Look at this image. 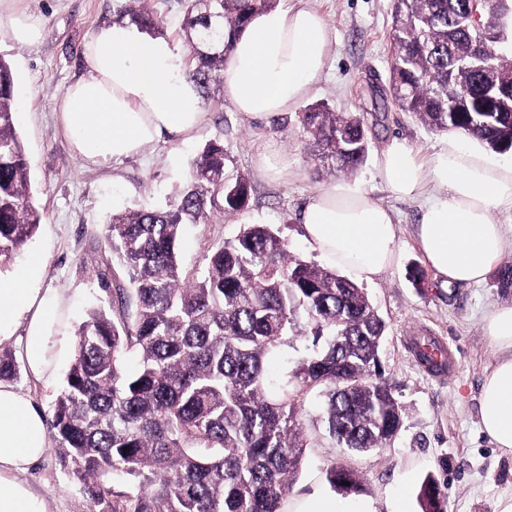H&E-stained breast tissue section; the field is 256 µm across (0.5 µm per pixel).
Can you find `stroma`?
<instances>
[{
	"label": "stroma",
	"instance_id": "1",
	"mask_svg": "<svg viewBox=\"0 0 512 512\" xmlns=\"http://www.w3.org/2000/svg\"><path fill=\"white\" fill-rule=\"evenodd\" d=\"M321 12L336 34L324 79L307 96L337 112L356 113L369 140L358 180L396 215L399 260L365 290L387 325L380 350L384 376L404 409V425L388 447L364 455L340 448L321 420L322 398L312 390L298 406L306 444L302 469L283 512L312 496L332 490L325 470L336 464L356 471L359 493L342 497L347 512L372 502L377 512H390L394 500L406 512H419L417 493L426 475H434L447 496L448 512H512V456L494 448L480 431L479 392L486 372L497 359L483 331L485 316L512 303V283L491 276L482 285H445L435 277L418 246L416 229L422 214L417 200H398L379 188L375 160L392 139H403L427 157L442 135L411 114L384 104L388 87L392 0H306ZM130 0H0V13L31 11L41 16L43 36L34 46L13 44L0 23V54L12 63L18 92L15 128L22 139L43 222L26 248L0 276L8 278L39 252L46 266L39 288L62 293L67 305L66 350L51 384L34 381L27 372L14 386L35 406L50 414L75 350V329L87 310L105 307L109 297L100 286L101 230L112 211L165 205L187 181L193 159L212 139H221L231 165L251 185L242 219L187 225L179 244L185 266L224 238L239 223L268 224L280 230L301 259L320 257L304 237L300 214L316 190L345 181L315 165L296 113L251 121L235 112L220 88L203 100L205 121L187 137H162L146 156L98 167L71 150L57 121L56 97L87 74L83 47L99 28L114 25ZM277 150L288 156L287 179L276 180L257 166L259 154ZM439 337L454 354V372L443 377L426 373L415 361L409 339L416 334ZM25 479L45 501L47 512H92L83 485L71 473L56 447H48Z\"/></svg>",
	"mask_w": 512,
	"mask_h": 512
}]
</instances>
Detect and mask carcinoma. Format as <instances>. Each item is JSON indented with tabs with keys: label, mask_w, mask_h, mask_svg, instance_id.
<instances>
[{
	"label": "carcinoma",
	"mask_w": 512,
	"mask_h": 512,
	"mask_svg": "<svg viewBox=\"0 0 512 512\" xmlns=\"http://www.w3.org/2000/svg\"><path fill=\"white\" fill-rule=\"evenodd\" d=\"M276 2L183 0L187 75L202 91L223 85L232 48L224 28L238 30ZM477 13L490 31L510 26L512 0H393L389 91L428 128L512 153V112L482 111L485 70L467 60ZM119 20L156 25L143 6ZM16 94L0 55L1 262L43 223L15 129ZM299 118L319 166L353 174L366 160L360 116L319 103ZM227 160L223 142L207 144L169 203L116 212L103 226L128 286L99 273L109 309L90 310L76 330L52 408L59 451L101 512H282L305 448L298 403L312 389L325 392L326 429L342 448L369 454L402 429L379 364L386 324L364 289L293 255L264 224H242L199 264H182L185 225L248 206L247 180L226 171ZM301 316L314 350L274 383L267 363L296 337ZM327 480L343 495L360 491L359 475L343 466L332 465ZM418 503L421 512H447L434 476L422 481Z\"/></svg>",
	"instance_id": "obj_1"
}]
</instances>
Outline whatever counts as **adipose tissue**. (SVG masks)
Here are the masks:
<instances>
[{"mask_svg":"<svg viewBox=\"0 0 512 512\" xmlns=\"http://www.w3.org/2000/svg\"><path fill=\"white\" fill-rule=\"evenodd\" d=\"M332 43L328 22L309 7L255 14L233 41L224 93L253 121L293 111L321 79ZM83 56L89 75L59 94L57 110L74 153L88 163L139 157L163 136L202 125L201 94L169 40L133 26L104 27L85 43ZM375 169L393 196L423 200L417 237L436 276L457 286L487 281L512 244L493 218L512 212V164L450 135L424 160L406 142L392 140ZM300 220L314 250L357 282H374L397 262L393 215L361 182L316 190ZM43 264V256H33L13 278L0 280V332L22 326L24 363L35 380L49 382L61 356L52 339L63 333L66 300L36 288ZM485 333L499 357L481 388V430L495 448L512 454V304L490 313ZM48 445L42 412L0 381V512H45L43 499L20 476Z\"/></svg>","mask_w":512,"mask_h":512,"instance_id":"ef3b65f1","label":"adipose tissue"}]
</instances>
